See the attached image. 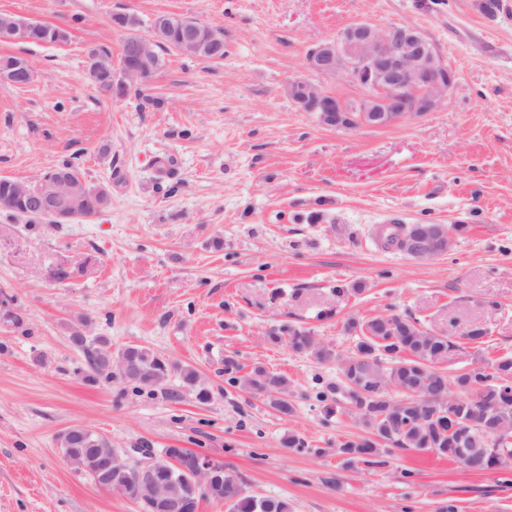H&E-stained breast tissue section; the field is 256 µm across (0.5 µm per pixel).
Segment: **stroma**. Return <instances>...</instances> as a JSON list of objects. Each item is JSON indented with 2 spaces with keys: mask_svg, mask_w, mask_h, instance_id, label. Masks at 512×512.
Segmentation results:
<instances>
[{
  "mask_svg": "<svg viewBox=\"0 0 512 512\" xmlns=\"http://www.w3.org/2000/svg\"><path fill=\"white\" fill-rule=\"evenodd\" d=\"M501 4L488 19L477 0H0V13L70 31L60 45L0 43L34 74L0 81V177L70 161L111 194L75 223L0 212V300L24 321L0 324V512H138L65 460L58 436L74 426L129 462L141 448L221 459L291 512H436L451 498L459 512H512V471L397 449L382 467L345 466L337 444L366 430L336 402L339 365L287 343L305 330L344 356L350 321L398 313L459 341L439 364L448 375L512 355V0ZM126 12L143 36L164 13L218 25L224 58L169 50L148 83L155 106L105 96L87 51L118 49L112 17ZM355 21L420 31L456 74L447 98L385 128L299 111L285 88L306 77L307 51ZM388 218L447 225V252L386 250ZM62 266L74 275L59 283ZM75 331L192 366L210 401L86 381ZM228 355L286 375L294 413L229 384ZM291 435L301 447H283Z\"/></svg>",
  "mask_w": 512,
  "mask_h": 512,
  "instance_id": "obj_1",
  "label": "stroma"
}]
</instances>
